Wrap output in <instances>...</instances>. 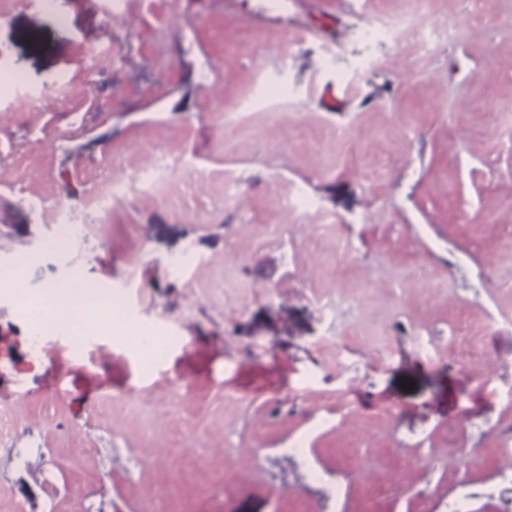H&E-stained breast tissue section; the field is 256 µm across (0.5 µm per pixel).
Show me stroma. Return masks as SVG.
I'll return each instance as SVG.
<instances>
[{
	"mask_svg": "<svg viewBox=\"0 0 512 512\" xmlns=\"http://www.w3.org/2000/svg\"><path fill=\"white\" fill-rule=\"evenodd\" d=\"M385 13L464 35L368 39ZM508 111L512 0H0V271L131 330L78 355L0 290V512H512ZM161 182V176L156 174V169L152 167L146 172L131 177L128 181L116 183L114 180L109 181L108 184L112 183V193H116L117 189L129 188L142 194H151L156 190L157 185Z\"/></svg>",
	"mask_w": 512,
	"mask_h": 512,
	"instance_id": "stroma-1",
	"label": "stroma"
}]
</instances>
